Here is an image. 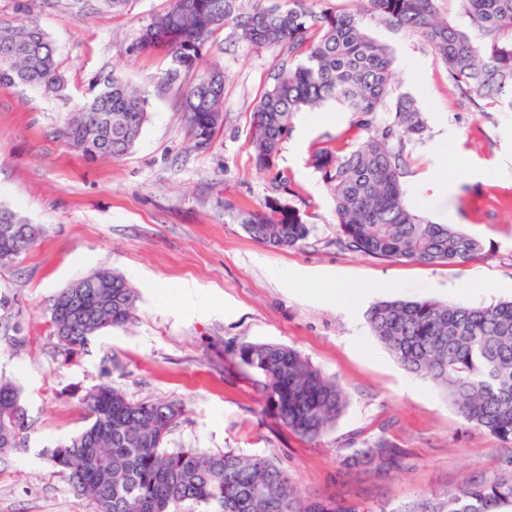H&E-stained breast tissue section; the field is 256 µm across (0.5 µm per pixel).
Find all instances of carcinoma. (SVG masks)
<instances>
[{
  "mask_svg": "<svg viewBox=\"0 0 512 512\" xmlns=\"http://www.w3.org/2000/svg\"><path fill=\"white\" fill-rule=\"evenodd\" d=\"M325 0H171L142 29L138 45L168 51L176 67L170 83L196 68L205 42L230 26L251 46L280 48L268 88L253 110L251 147L256 169L271 173L298 112L334 102L351 115L355 137H336L310 156L330 188L340 243L378 259L462 266L482 250L476 237L437 224L405 200L406 143L428 126L418 102L395 94L394 56L371 36L366 18L419 35L438 55L448 82L477 107L512 111V0H457L461 27L438 16L437 0H357L354 10H331ZM25 85L56 94L64 86L55 48L34 25L0 27V86ZM180 111L192 147L205 150L224 121V75H201L181 95ZM147 121V100L120 76L67 119L64 135L86 160L121 159ZM261 213L236 210L254 240L280 250L301 246L310 227L287 206ZM79 312H58L73 289L51 307L54 336L69 352L104 328L131 318L135 290L119 273L82 279ZM374 336L405 370L431 381L471 429L512 444V301L468 306L434 300L378 301L367 311ZM227 357L255 377L264 410L289 432L314 442L347 405L343 388L299 351L275 343L241 341ZM85 428L48 452L75 496L95 512H368L341 502L300 501L288 476L271 459L229 449L165 448L182 416L170 401L132 402L109 382L84 397ZM30 428L22 390L0 380V450ZM402 449L384 437L342 449V463L388 476ZM439 512H512V469L469 479L444 496Z\"/></svg>",
  "mask_w": 512,
  "mask_h": 512,
  "instance_id": "cac0c4a2",
  "label": "carcinoma"
}]
</instances>
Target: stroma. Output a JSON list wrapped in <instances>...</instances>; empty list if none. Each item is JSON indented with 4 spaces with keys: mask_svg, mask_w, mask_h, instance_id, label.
<instances>
[{
    "mask_svg": "<svg viewBox=\"0 0 512 512\" xmlns=\"http://www.w3.org/2000/svg\"><path fill=\"white\" fill-rule=\"evenodd\" d=\"M0 0V25L36 24L56 48L65 79L57 95L0 87V206L39 229L28 254L0 266V378L23 388L31 428L0 452V512H92L78 503L46 452L81 431L82 399L111 382L129 400H171L185 414L166 446L228 448L272 458L301 499H333L365 512H423L473 476L497 473L512 444L469 431L431 382L406 371L370 333L366 305L348 307L326 291L364 289L387 299L490 305L512 299V112L476 108L448 82L443 62L418 36L369 21L395 56L396 88L413 96L428 130L409 142L408 204L439 224L477 237L468 264L428 266L373 258L337 242L331 194L308 164L311 152L349 129L337 110L298 113L276 171L288 179L284 204L311 233L288 251L256 242L238 224L239 207L264 209L270 175L258 173L252 112L279 48H256L232 28L203 47L198 69L172 84L169 54L137 47L140 30L170 0ZM224 70V123L210 148L192 150L180 97L201 70ZM111 73L139 88L148 120L131 153L86 161L60 136L70 112ZM311 134L298 142L295 131ZM451 183L438 199L421 175ZM97 270L121 273L137 290L132 319L90 337L77 353L50 327L57 293ZM269 341L301 351L345 390L348 403L317 442H306L262 410L247 372L225 351ZM385 436L406 457L394 478L340 467V451Z\"/></svg>",
    "mask_w": 512,
    "mask_h": 512,
    "instance_id": "stroma-1",
    "label": "stroma"
}]
</instances>
